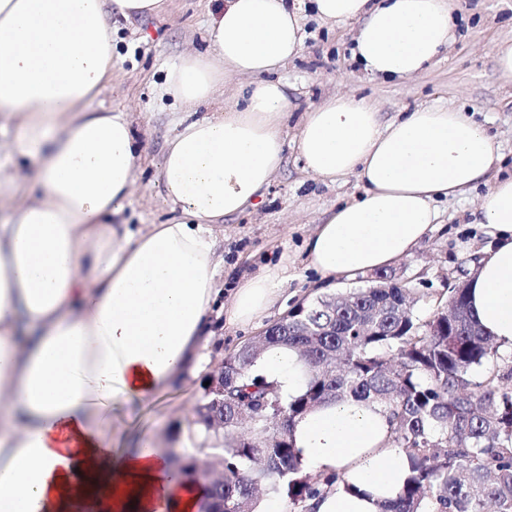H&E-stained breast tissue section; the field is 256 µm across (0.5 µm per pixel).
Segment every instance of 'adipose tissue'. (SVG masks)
<instances>
[{
    "mask_svg": "<svg viewBox=\"0 0 512 512\" xmlns=\"http://www.w3.org/2000/svg\"><path fill=\"white\" fill-rule=\"evenodd\" d=\"M161 0H0V119L38 192L0 221V512H198L204 490L181 481L150 444L127 448L114 412L151 400L204 369L211 316L224 293L216 226L254 206L281 167L291 101L275 73L303 47L300 0H226L206 52L167 71L185 105L211 100L227 75L247 77L234 102L185 117L159 169L166 224L112 221L134 183L137 144L123 112L89 102L112 79L109 7L152 14ZM328 23H358L353 55L368 73L410 79L456 38L453 0H313ZM297 146L323 181L353 176L362 193L328 213L306 242L322 277L385 269L431 232L439 198L485 185L471 215L493 242L467 281L471 311L512 353V176L491 178L492 136L463 112L429 106L383 120L355 96L304 114ZM281 266L245 279L227 319L249 324L272 306ZM255 370L282 394L304 386L291 349ZM382 408L332 403L299 419L306 468L341 470L346 487L315 512H380L410 473Z\"/></svg>",
    "mask_w": 512,
    "mask_h": 512,
    "instance_id": "adipose-tissue-1",
    "label": "adipose tissue"
}]
</instances>
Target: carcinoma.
Instances as JSON below:
<instances>
[{"mask_svg":"<svg viewBox=\"0 0 512 512\" xmlns=\"http://www.w3.org/2000/svg\"><path fill=\"white\" fill-rule=\"evenodd\" d=\"M413 290V280L375 271L361 287L302 303L305 313L271 325L261 347L243 344L225 356L224 438L200 427V449L221 457L224 473L205 507L253 512L255 485L267 479L312 512L310 501L343 478L304 472L295 424L322 405L353 399L384 408L391 442L410 463L383 512H512V354L478 327L467 288L448 284L445 304L425 318L411 309ZM275 346L305 363L297 396L255 373ZM244 405L278 415L282 431L265 432L258 414L241 435L235 413Z\"/></svg>","mask_w":512,"mask_h":512,"instance_id":"obj_1","label":"carcinoma"}]
</instances>
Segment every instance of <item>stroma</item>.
Returning <instances> with one entry per match:
<instances>
[{"label":"stroma","instance_id":"stroma-1","mask_svg":"<svg viewBox=\"0 0 512 512\" xmlns=\"http://www.w3.org/2000/svg\"><path fill=\"white\" fill-rule=\"evenodd\" d=\"M216 7L215 0H163L149 16H112V81L91 107L130 113L139 155L136 191L116 223L141 227L167 223L172 216L158 172L182 107L164 93V77L185 53L206 50L209 13ZM455 10L460 32L454 44L426 72L401 80L364 72L352 55L356 24L332 26L306 8L304 49L279 71L294 89L295 111H308L345 91L369 100L387 120L422 105H443L483 124L501 155L493 176L512 174V85L500 80L494 61L497 44L512 40V0H455ZM295 133V123H288L284 162L270 187L252 210L225 219L218 241L225 295H232L243 276L264 270L271 261L286 267L287 278L276 305L261 320L247 327L223 320L215 325L211 365H219L243 343L258 340L295 304L357 284L353 277L321 278L308 266L305 243L315 225L336 205L358 195L362 184L352 176L327 184L306 173L293 143ZM477 198V192L468 191L440 201L429 237L394 263L398 275L419 280L416 314L436 309L449 283L468 279L475 259L490 245V236L472 221ZM202 388L199 379L178 382L163 398L118 410L128 447L151 437L162 447H180L194 430L192 408Z\"/></svg>","mask_w":512,"mask_h":512}]
</instances>
